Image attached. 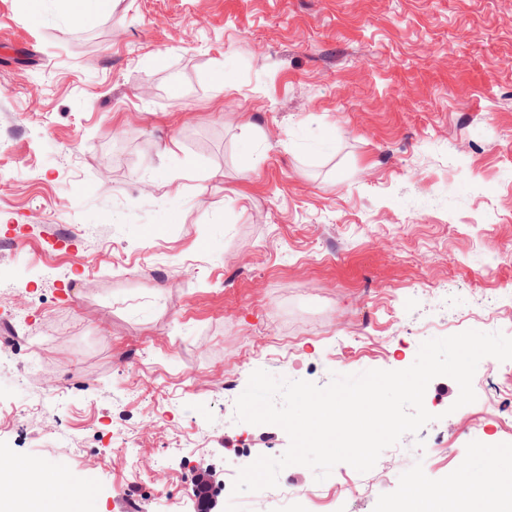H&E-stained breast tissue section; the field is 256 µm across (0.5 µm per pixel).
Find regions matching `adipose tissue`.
Returning <instances> with one entry per match:
<instances>
[{"instance_id":"ef3b65f1","label":"adipose tissue","mask_w":512,"mask_h":512,"mask_svg":"<svg viewBox=\"0 0 512 512\" xmlns=\"http://www.w3.org/2000/svg\"><path fill=\"white\" fill-rule=\"evenodd\" d=\"M497 449H486L482 459L465 476L455 477L446 492L421 490L405 502L400 512H417L422 502L448 503L451 512H512V488L493 485L488 472L498 471ZM26 460H15L13 467L0 470V512H70L77 496L74 485L62 476H55L51 492L31 487L21 489L18 479L28 473Z\"/></svg>"}]
</instances>
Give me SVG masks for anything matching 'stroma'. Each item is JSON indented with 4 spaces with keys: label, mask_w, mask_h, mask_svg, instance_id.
<instances>
[{
    "label": "stroma",
    "mask_w": 512,
    "mask_h": 512,
    "mask_svg": "<svg viewBox=\"0 0 512 512\" xmlns=\"http://www.w3.org/2000/svg\"><path fill=\"white\" fill-rule=\"evenodd\" d=\"M0 277V458L64 461L74 512H196L202 468L215 512H387L512 449L503 370L462 407L439 376L435 421L370 471L235 497L289 438L222 391L512 331V0H112L81 25L0 0Z\"/></svg>",
    "instance_id": "1"
}]
</instances>
